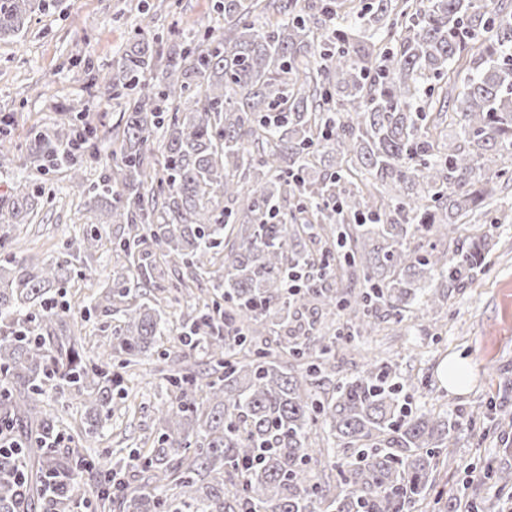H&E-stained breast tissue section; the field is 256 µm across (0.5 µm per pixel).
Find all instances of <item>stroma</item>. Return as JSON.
<instances>
[{
	"mask_svg": "<svg viewBox=\"0 0 512 512\" xmlns=\"http://www.w3.org/2000/svg\"><path fill=\"white\" fill-rule=\"evenodd\" d=\"M46 10L32 14L23 35L0 39V118L9 122L11 140L0 148V206L7 204L17 181L41 193L35 224L20 234L13 247L0 249V260L12 254L49 258L65 243L98 226L103 245L89 260L84 275L67 285L69 333L80 337L90 360L112 342L105 319L92 310L90 295L111 281L116 269L111 242L118 226L98 224L97 212L82 207L65 167L36 161L29 151L32 128L56 129L62 108L88 105L84 120L101 130L98 158L83 162L85 183H96L112 163V141L122 119V107L95 74L110 69L118 52L134 35L141 15L152 17L156 36L167 37L171 25L191 31L201 22L218 19L216 0H46ZM470 237L487 236L493 247L484 255L485 276L457 288L439 315L383 323L378 335L360 339V346L388 351L401 376L414 386L403 394L412 411L463 408L467 420L458 432L459 457L487 459L512 470V427L505 434L494 428L500 409L512 412V223L495 224L490 217L469 224ZM463 362L466 383L449 389L443 366ZM147 374L129 384L127 399L114 410L85 455L107 459L113 448L151 447L162 431L157 409L172 395L164 376L169 359L142 361Z\"/></svg>",
	"mask_w": 512,
	"mask_h": 512,
	"instance_id": "1",
	"label": "stroma"
}]
</instances>
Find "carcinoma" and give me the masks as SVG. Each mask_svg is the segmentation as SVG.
I'll use <instances>...</instances> for the list:
<instances>
[{
  "mask_svg": "<svg viewBox=\"0 0 512 512\" xmlns=\"http://www.w3.org/2000/svg\"><path fill=\"white\" fill-rule=\"evenodd\" d=\"M42 2L0 0V38L21 33ZM220 12L223 24L173 30L164 47L142 17L134 42L96 75L124 104L116 160L99 182L82 178L97 136L77 118V153L56 135L32 137V155L66 164L101 223L123 226L121 268L91 301L126 358L116 371L109 359L90 363L58 336L66 292L51 291L101 247L98 230L40 263L15 255L0 266V422L21 446L0 462V512H74L76 478L96 468L81 449L114 397H128L121 370L172 335L164 300L195 302L175 340L205 368L168 375L162 433L146 451L112 450L101 470L109 488L91 512H415L435 495L439 465L456 459L463 411L406 410L392 360L325 384L338 340L356 351L355 337L384 319L440 309L485 272L484 244L462 240L460 225L491 210L512 161V9L222 0ZM36 198L13 187L0 247L32 223ZM169 265L186 275L165 280ZM298 274L307 286L287 291ZM204 276L222 301L195 294ZM330 278L348 287H325ZM258 324L283 336L280 350ZM48 389L82 398L85 426L66 452L40 406ZM317 454L333 478L312 475ZM454 507L492 504L463 493Z\"/></svg>",
  "mask_w": 512,
  "mask_h": 512,
  "instance_id": "1",
  "label": "carcinoma"
}]
</instances>
